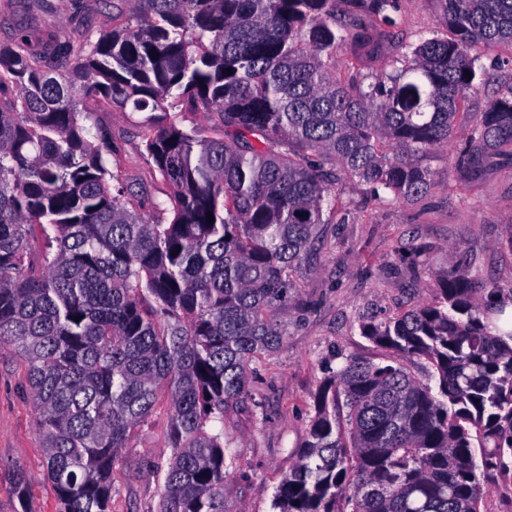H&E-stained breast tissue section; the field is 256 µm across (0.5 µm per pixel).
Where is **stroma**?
Listing matches in <instances>:
<instances>
[{
	"label": "stroma",
	"instance_id": "stroma-1",
	"mask_svg": "<svg viewBox=\"0 0 512 512\" xmlns=\"http://www.w3.org/2000/svg\"><path fill=\"white\" fill-rule=\"evenodd\" d=\"M398 28L391 40L405 44L440 27L437 0H396ZM112 0H61L58 12L36 19L18 0H0V43L23 29L43 38L57 31L97 36L112 21ZM486 83L466 106L476 122L485 103L512 84V46L475 50ZM112 129V160L145 201L166 200L170 187L145 155L143 116L103 107ZM454 147L434 150L426 165L437 184L423 199L391 206L343 185L352 221L324 227L335 248L314 246L299 285L278 309L287 327L278 347L256 365L251 402L230 408L224 436L235 458L230 512H270L274 490L296 464L313 414V397L348 358L388 362L387 351L360 331L366 321L401 313L432 297L437 275L463 271L487 287L512 290V157L495 156L478 169L451 164ZM168 407L159 403L141 425L113 471L111 512H156L160 499L150 468L170 454L165 446ZM29 480L32 512H59L43 474L41 436L21 360L0 350V512H21L13 491L17 468Z\"/></svg>",
	"mask_w": 512,
	"mask_h": 512
}]
</instances>
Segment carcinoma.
<instances>
[{
    "label": "carcinoma",
    "mask_w": 512,
    "mask_h": 512,
    "mask_svg": "<svg viewBox=\"0 0 512 512\" xmlns=\"http://www.w3.org/2000/svg\"><path fill=\"white\" fill-rule=\"evenodd\" d=\"M124 2L95 40L0 43V348L21 357L61 512H110L113 468L162 393L158 512H229L224 414L286 335L277 309L322 226L350 223L338 185L417 201L436 186L422 157L462 132L456 168L512 155V85L463 129L472 49L512 44V0H439L447 33L376 72L395 0ZM104 104L146 113L166 220L109 166ZM510 305L463 273L363 324L428 378L352 358L332 372L271 512H484L512 469V331L491 320Z\"/></svg>",
    "instance_id": "obj_1"
}]
</instances>
